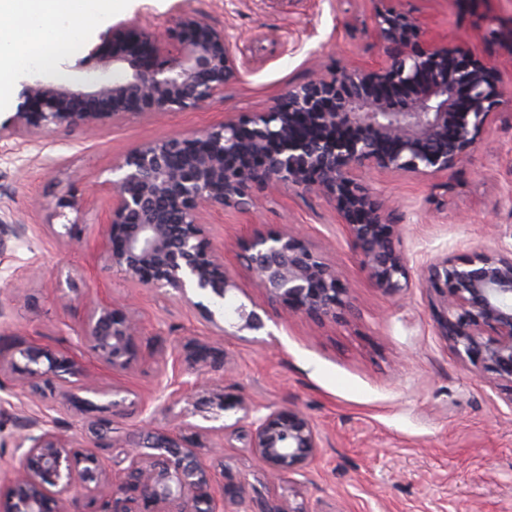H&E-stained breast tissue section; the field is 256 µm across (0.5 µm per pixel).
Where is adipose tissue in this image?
I'll return each mask as SVG.
<instances>
[{"instance_id": "1", "label": "adipose tissue", "mask_w": 512, "mask_h": 512, "mask_svg": "<svg viewBox=\"0 0 512 512\" xmlns=\"http://www.w3.org/2000/svg\"><path fill=\"white\" fill-rule=\"evenodd\" d=\"M112 0H0V84L46 51L74 54L86 22L111 15Z\"/></svg>"}]
</instances>
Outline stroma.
<instances>
[{"instance_id":"35a3bbf8","label":"stroma","mask_w":512,"mask_h":512,"mask_svg":"<svg viewBox=\"0 0 512 512\" xmlns=\"http://www.w3.org/2000/svg\"><path fill=\"white\" fill-rule=\"evenodd\" d=\"M430 39H448L498 65L512 90V46L490 45V20H512V0H409ZM375 0H123L106 23L93 24L87 45L109 27L134 21L176 32L194 13L223 27L244 64L222 95L188 112L160 118L132 114L95 130L62 127L40 143L0 142V218L26 227L25 241L0 251V468L14 456L18 420L31 416L66 428L58 397L35 391L10 367L21 349L37 345L73 356L104 387L127 391L112 412L105 457L121 458L126 437L142 420L176 419L207 446L221 444L233 413L206 419L196 398L236 388L262 406L298 404L316 424L322 446L306 476L281 482L280 498H303L313 512H512V407L487 379L462 364L439 336L432 297L420 283L392 295L361 271L356 250L335 211L313 192H261L253 211H205L204 220L239 287L225 306L258 312L264 330L235 331L236 316L215 310L214 321L186 301L131 285L113 270L100 235L111 194L112 166L132 147L220 124L229 115L267 110L288 84L315 65L372 66L384 61L372 17ZM370 183L404 227L402 249L412 273L436 255L512 247V107L485 130L471 161L453 175L406 177L378 171ZM76 197L80 210L58 208ZM301 230L309 246L350 288L355 315L316 323L289 315L256 288L238 256L257 234ZM129 308L143 335L140 358L114 376L76 333L93 307ZM231 328L216 336V326ZM215 339L232 363L211 376L172 416L157 414L187 373L165 368L175 339ZM251 495H267L262 465L243 442L224 451Z\"/></svg>"}]
</instances>
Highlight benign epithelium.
I'll list each match as a JSON object with an SVG mask.
<instances>
[{
	"label": "benign epithelium",
	"instance_id": "obj_1",
	"mask_svg": "<svg viewBox=\"0 0 512 512\" xmlns=\"http://www.w3.org/2000/svg\"><path fill=\"white\" fill-rule=\"evenodd\" d=\"M402 2L379 0L375 10L382 65L317 66L264 112L129 150L113 168L117 176L102 223L112 267L136 285L193 303L213 323L212 310L191 295L224 296L238 283L224 264V249L200 220L202 210L253 209L255 192L282 187L316 192L333 207L374 285L392 294L411 287L400 225L363 176L454 171L474 155L485 129L512 99L504 97L495 64L448 40L426 39L423 22ZM65 68L81 76L23 83L17 112L0 123L1 141L32 142L63 126L92 128L130 114L192 111L224 93L239 74L236 48L224 30L190 14L172 39L138 21L118 25ZM24 235V225L0 220V249L8 237ZM242 260L255 286L290 315L324 322L352 312L350 288L298 231L253 237ZM420 281L435 296L434 322L453 353L512 405V250L433 257ZM237 315L241 331L264 327L261 316L243 305ZM142 335L127 311L105 302L87 317L79 339L120 375L137 361ZM20 356L23 364L12 360L11 366L57 393L97 449L45 429L39 419L22 420L6 512H312L303 501L287 506L274 495L250 496L227 466L213 473L197 438L180 426H140L126 443L128 465L113 470L101 453L111 420L96 415L93 398L116 408L127 390L90 381L71 355L29 346ZM228 364L214 343L179 339L172 365L194 370L196 380L169 393L163 410ZM200 411L238 414L222 432L246 429V447L273 482L305 474L321 448L316 425L296 405L263 414L243 394L220 390L200 402Z\"/></svg>",
	"mask_w": 512,
	"mask_h": 512
}]
</instances>
